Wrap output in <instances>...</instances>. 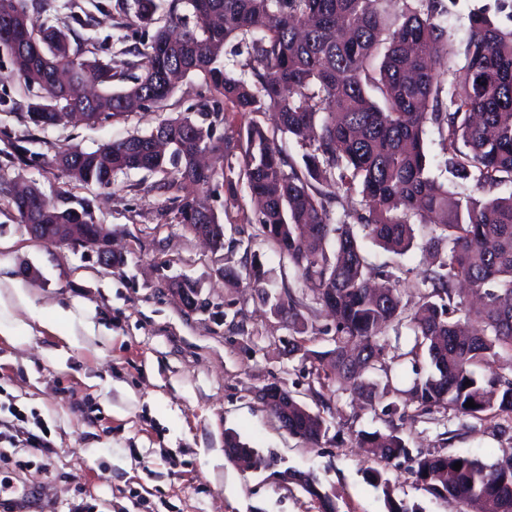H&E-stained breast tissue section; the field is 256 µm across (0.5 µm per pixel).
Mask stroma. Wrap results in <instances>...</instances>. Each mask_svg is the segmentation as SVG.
I'll return each mask as SVG.
<instances>
[{"label": "stroma", "instance_id": "35a3bbf8", "mask_svg": "<svg viewBox=\"0 0 512 512\" xmlns=\"http://www.w3.org/2000/svg\"><path fill=\"white\" fill-rule=\"evenodd\" d=\"M117 0H39L34 22L52 21L80 33L82 47L105 61L149 43L156 26L141 24ZM210 83L193 73L157 107L98 123L41 127L27 116L35 96L0 56V403L35 413L49 448L0 444V512H321L320 503L287 472L317 477L338 512H386L367 469L384 471L398 496L422 512H472L431 499L416 488L412 462L370 459L357 446L359 432L386 430L388 418L355 401L346 387L320 385L313 359L291 351L296 330L271 313L263 292L289 290L303 300L306 326L329 324L326 312L294 268L259 232L258 212L245 185L217 187L210 204L224 226V246L210 250L179 224L162 194L160 176L141 170L116 174L110 187L84 184L57 170L63 151L87 152L129 135L150 133L159 122L197 111L211 98ZM36 185L64 207L88 203L96 223L112 233L116 263L102 264L95 249L34 240L11 205L17 184ZM374 267L401 269L402 302L419 300L416 276L427 261L420 248L396 256L364 241ZM259 255L267 289L247 279L231 284L225 269L244 271ZM192 281L206 309L185 307L174 281ZM32 304L13 305L12 282ZM69 309L64 333L51 329L56 307ZM278 383L329 431L321 446L290 437L256 399ZM402 434L411 451H464L493 463L512 457V418L478 420L453 413L417 416L407 402ZM236 433L269 466L243 469L228 461L224 435Z\"/></svg>", "mask_w": 512, "mask_h": 512}]
</instances>
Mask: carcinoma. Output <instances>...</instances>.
I'll list each match as a JSON object with an SVG mask.
<instances>
[{"mask_svg": "<svg viewBox=\"0 0 512 512\" xmlns=\"http://www.w3.org/2000/svg\"><path fill=\"white\" fill-rule=\"evenodd\" d=\"M455 0H119L118 7L148 25L158 12V28L127 70L141 69L129 84L112 89L126 70L72 48L76 33L48 22L28 24V0H0V52L13 74L36 90L37 112L78 109L91 119H107L158 105L171 97L191 73L208 77L214 91L200 114L162 120L155 132L169 148L150 152L154 132L131 135L95 151L74 150L72 164L61 167L70 178L101 187L127 170L167 175L158 189L189 184L193 194L173 198L179 223L194 234L207 230L224 247V225L209 200L212 188L242 182L262 202L260 235L288 260L318 304L332 316L322 330L333 348L309 352L304 341L292 348L319 362L328 382L349 385L366 395L370 406H398L391 397V367L384 362V329L412 331L409 350L399 358L415 374L408 394L422 415L451 411L482 420L512 414V377L495 365L512 357V196L491 192L512 183V0H494L468 17V35L456 42L448 27ZM187 13H180V7ZM236 40L254 62L255 80L226 71L224 45ZM106 91L92 100L87 74ZM242 112H272L273 131L302 139L306 152L297 166L285 146L256 122L238 138L215 135L224 122V105ZM437 133L443 166L462 187L486 194L477 198L451 192L431 176L424 151L427 127ZM221 158L241 157L239 167L200 171L197 151ZM358 193L363 207L331 217L340 193ZM20 222L69 224L73 208L49 201L32 186L30 198L17 200ZM427 229V249L448 247L446 257L421 273V303L408 312L401 305L399 279L371 267L354 227L391 252L402 255L415 240L414 226ZM246 276L265 282L263 263L253 255ZM277 314L300 318L290 293L274 297ZM426 353L431 371L418 368ZM472 399L476 407L466 406ZM290 436L317 447L327 428L320 414L293 396L262 400ZM358 447L391 463L410 449L399 427L362 431ZM229 461L248 466L257 453L231 432L224 436ZM411 473L435 500L477 501L482 512H512V458L492 464L468 452L418 451ZM460 462V470L454 464ZM368 481L382 490L386 512H420L395 494L384 473L373 469Z\"/></svg>", "mask_w": 512, "mask_h": 512, "instance_id": "cac0c4a2", "label": "carcinoma"}]
</instances>
